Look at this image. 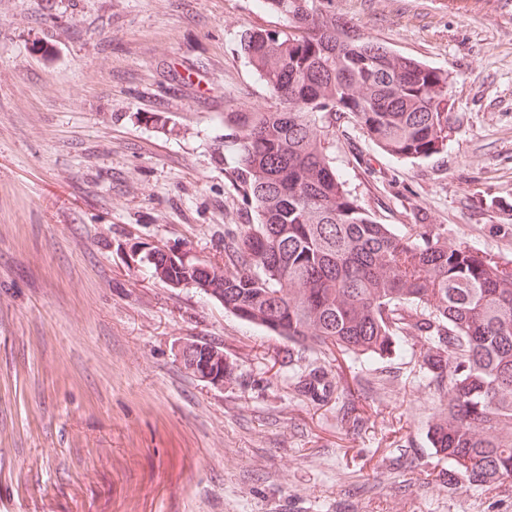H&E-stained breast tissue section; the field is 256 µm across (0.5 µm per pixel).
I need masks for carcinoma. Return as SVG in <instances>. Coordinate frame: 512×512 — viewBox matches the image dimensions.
I'll return each instance as SVG.
<instances>
[{
    "label": "carcinoma",
    "instance_id": "1",
    "mask_svg": "<svg viewBox=\"0 0 512 512\" xmlns=\"http://www.w3.org/2000/svg\"><path fill=\"white\" fill-rule=\"evenodd\" d=\"M264 0L283 28L247 27L239 52L269 104L224 112V170L255 221L224 234V263L155 248L152 276L191 285L297 346L418 360L448 403L430 430L448 494L512 478V265L422 225L395 232L358 204L329 153L351 116L384 152L448 149L450 74L390 51L329 9ZM421 345V351L415 346ZM212 367L233 364L213 345Z\"/></svg>",
    "mask_w": 512,
    "mask_h": 512
}]
</instances>
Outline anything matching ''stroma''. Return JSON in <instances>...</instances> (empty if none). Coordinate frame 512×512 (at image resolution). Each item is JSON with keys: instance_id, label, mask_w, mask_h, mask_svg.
Here are the masks:
<instances>
[{"instance_id": "1", "label": "stroma", "mask_w": 512, "mask_h": 512, "mask_svg": "<svg viewBox=\"0 0 512 512\" xmlns=\"http://www.w3.org/2000/svg\"><path fill=\"white\" fill-rule=\"evenodd\" d=\"M331 7L447 70L456 117L417 160L339 120L348 190L512 264V0ZM281 25L260 0H0V512H512V480L449 493L426 436L444 393L418 364L338 365L152 276L149 248L220 261L252 221L224 111L267 99L240 31ZM190 342L234 379L186 370ZM311 368L326 389L298 387ZM201 344L210 348V352L208 353V361H211L212 357L215 355L211 366L212 369L216 368L218 375L216 374V371H210L209 365L205 364V359L202 363H198V352L201 350V346L194 343L183 344L178 347V357L181 360V363L184 367L187 368V370H189L191 373L194 372L198 377H200L201 374H204L202 379L209 382L210 384L216 387L224 386L225 380L230 379L233 374V364L227 361L226 357L224 358V351L221 348L207 343ZM223 358L224 373L221 372L223 371V366L221 364V360Z\"/></svg>"}]
</instances>
